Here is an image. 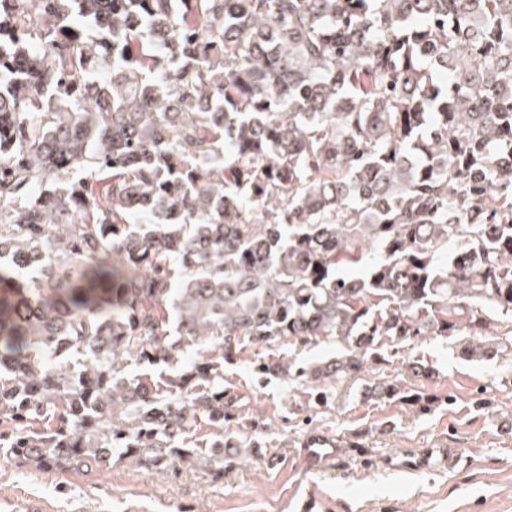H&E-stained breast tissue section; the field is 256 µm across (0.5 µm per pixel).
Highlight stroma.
Segmentation results:
<instances>
[{"instance_id":"obj_1","label":"stroma","mask_w":512,"mask_h":512,"mask_svg":"<svg viewBox=\"0 0 512 512\" xmlns=\"http://www.w3.org/2000/svg\"><path fill=\"white\" fill-rule=\"evenodd\" d=\"M490 338L506 351L478 362L460 358L454 336L405 341L388 364L335 386L326 407L313 405L310 386L258 382L252 366L263 358L309 364L335 344L244 348L224 367L237 405L224 432L251 436L258 452L234 460L223 477L195 463L146 469L116 459L105 470L54 473L0 462V512H31L35 501L46 512H300L309 496L315 512H512V322H496ZM418 360L430 377L413 376L408 365ZM377 380L429 395L430 411L364 398ZM315 433L345 453L307 460L301 443ZM355 442L363 456L350 453ZM426 448L460 449L468 464L406 468Z\"/></svg>"}]
</instances>
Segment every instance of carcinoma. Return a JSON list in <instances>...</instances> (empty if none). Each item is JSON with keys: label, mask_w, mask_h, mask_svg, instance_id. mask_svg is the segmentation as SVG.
Here are the masks:
<instances>
[{"label": "carcinoma", "mask_w": 512, "mask_h": 512, "mask_svg": "<svg viewBox=\"0 0 512 512\" xmlns=\"http://www.w3.org/2000/svg\"><path fill=\"white\" fill-rule=\"evenodd\" d=\"M508 154L512 0H0V459L198 461L204 417L220 464L246 346L341 345L255 362L297 384L388 340L498 356Z\"/></svg>", "instance_id": "1"}]
</instances>
